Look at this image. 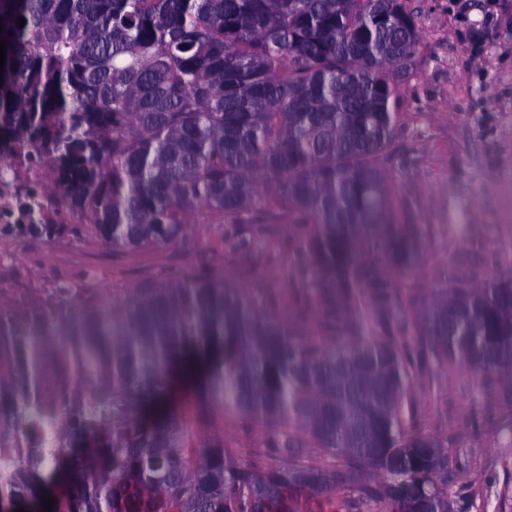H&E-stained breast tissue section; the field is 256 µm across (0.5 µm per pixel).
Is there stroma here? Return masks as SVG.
I'll return each instance as SVG.
<instances>
[{
  "label": "stroma",
  "instance_id": "1",
  "mask_svg": "<svg viewBox=\"0 0 512 512\" xmlns=\"http://www.w3.org/2000/svg\"><path fill=\"white\" fill-rule=\"evenodd\" d=\"M420 54L400 92L399 141L407 162L391 168L394 188L415 223L447 226L426 247L422 277L463 261L486 273L485 252L512 263V0H412ZM217 238L196 248L115 253L86 235L66 249L24 239L21 257L35 283H92L128 298L138 282L195 264ZM415 399L427 432L450 438L455 489L470 491V512H512V436L498 423L472 434L462 421L484 398L470 373L441 375Z\"/></svg>",
  "mask_w": 512,
  "mask_h": 512
}]
</instances>
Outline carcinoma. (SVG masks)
<instances>
[{"label":"carcinoma","instance_id":"obj_1","mask_svg":"<svg viewBox=\"0 0 512 512\" xmlns=\"http://www.w3.org/2000/svg\"><path fill=\"white\" fill-rule=\"evenodd\" d=\"M0 25V144L44 149L82 218L5 231L135 252L220 228L209 261L124 301L59 283L0 310L1 505L42 510L51 484V512H290L309 491L435 512L448 452L412 391L460 367L496 402L464 425L501 411L512 434V267L422 279L427 228L387 174L408 0H0Z\"/></svg>","mask_w":512,"mask_h":512}]
</instances>
